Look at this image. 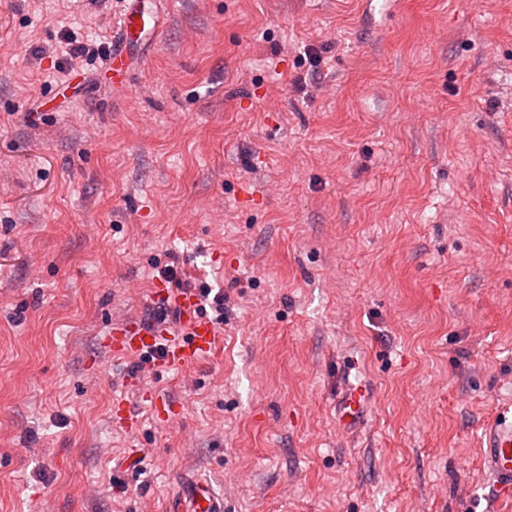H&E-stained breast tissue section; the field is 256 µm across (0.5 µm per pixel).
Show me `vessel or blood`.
Listing matches in <instances>:
<instances>
[{
    "instance_id": "vessel-or-blood-1",
    "label": "vessel or blood",
    "mask_w": 512,
    "mask_h": 512,
    "mask_svg": "<svg viewBox=\"0 0 512 512\" xmlns=\"http://www.w3.org/2000/svg\"><path fill=\"white\" fill-rule=\"evenodd\" d=\"M127 6L119 16L112 31V48L106 68L113 80L126 77L132 65L131 43L135 32L145 30L144 13L139 0H126ZM181 312L180 331L172 332L153 324L130 325L123 321L113 323L111 331L101 339L115 355L130 356L156 354L159 365L184 366L213 352L220 339L219 332L210 320L197 311L193 293L179 298ZM367 398L364 390L351 385L336 402L340 424L348 429L359 426L367 417ZM485 461L497 488H512V422L498 421L485 431ZM184 505L178 512H224V500L217 495L208 481L191 479L182 493Z\"/></svg>"
}]
</instances>
